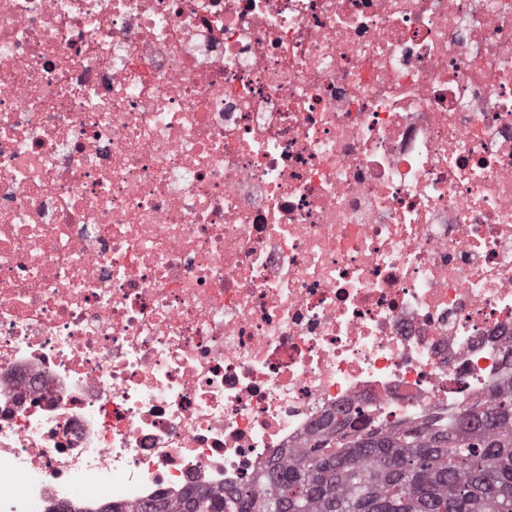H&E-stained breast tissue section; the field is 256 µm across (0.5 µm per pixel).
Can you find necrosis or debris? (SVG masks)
<instances>
[{"label": "necrosis or debris", "instance_id": "4bbe7bcc", "mask_svg": "<svg viewBox=\"0 0 512 512\" xmlns=\"http://www.w3.org/2000/svg\"><path fill=\"white\" fill-rule=\"evenodd\" d=\"M511 349L512 0H0V512L259 487Z\"/></svg>", "mask_w": 512, "mask_h": 512}]
</instances>
